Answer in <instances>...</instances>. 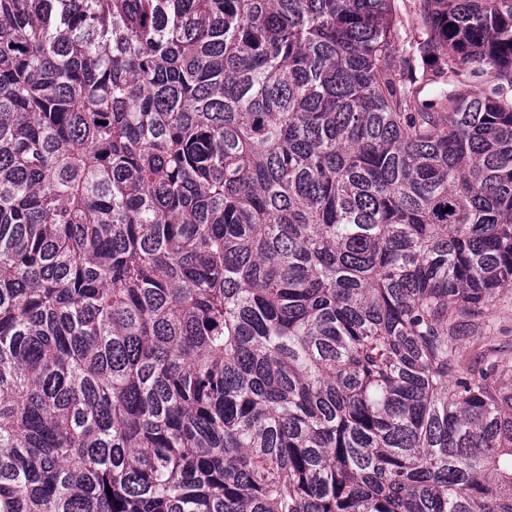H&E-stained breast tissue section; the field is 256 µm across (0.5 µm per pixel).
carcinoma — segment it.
I'll list each match as a JSON object with an SVG mask.
<instances>
[{
  "instance_id": "obj_1",
  "label": "carcinoma",
  "mask_w": 512,
  "mask_h": 512,
  "mask_svg": "<svg viewBox=\"0 0 512 512\" xmlns=\"http://www.w3.org/2000/svg\"><path fill=\"white\" fill-rule=\"evenodd\" d=\"M390 2L0 0V512H512V0ZM393 4L401 36L392 46V54L399 60L407 55L408 43L418 38L424 32L425 26L418 0H395ZM452 88L456 93L466 96L493 95L495 92H500L509 102L512 101V87L509 79L499 71L489 67L477 73L468 69L457 78ZM482 327L475 336H499L512 349V286L504 287L485 308Z\"/></svg>"
}]
</instances>
